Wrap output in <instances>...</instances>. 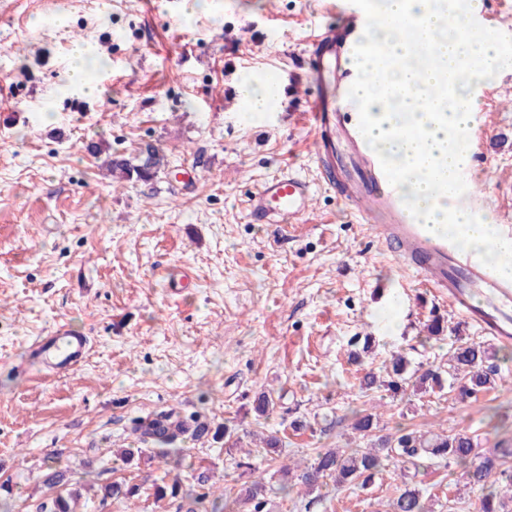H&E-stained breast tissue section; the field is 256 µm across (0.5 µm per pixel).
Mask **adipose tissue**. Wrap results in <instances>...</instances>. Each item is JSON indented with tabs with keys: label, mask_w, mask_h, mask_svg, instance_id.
Segmentation results:
<instances>
[{
	"label": "adipose tissue",
	"mask_w": 512,
	"mask_h": 512,
	"mask_svg": "<svg viewBox=\"0 0 512 512\" xmlns=\"http://www.w3.org/2000/svg\"><path fill=\"white\" fill-rule=\"evenodd\" d=\"M480 9L481 0H469L463 13L449 0H384L365 35L369 50L355 62L366 75L356 95L369 114L371 147L398 171L423 222L476 250L495 245L501 273L512 276V239L497 237L490 217L435 188L454 185L468 166L473 90L506 61L495 36L470 30ZM379 44L380 55L372 51Z\"/></svg>",
	"instance_id": "obj_1"
}]
</instances>
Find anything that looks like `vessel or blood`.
I'll use <instances>...</instances> for the list:
<instances>
[{
    "label": "vessel or blood",
    "instance_id": "1",
    "mask_svg": "<svg viewBox=\"0 0 512 512\" xmlns=\"http://www.w3.org/2000/svg\"><path fill=\"white\" fill-rule=\"evenodd\" d=\"M369 22L367 10L359 9L342 25H324L308 43L304 69L316 93L304 118L315 133L314 160L320 180L361 219H369L372 210L385 211L388 221L379 230L388 250L409 264L423 285L448 297L464 320L511 344L512 281L420 222L398 189L394 169L365 138L367 117L348 88L360 77L351 60L366 51L363 33ZM313 194L306 178L283 169L247 197V218L253 224L300 220L310 212ZM89 350L87 337L60 326L34 341L32 357L64 374L77 369Z\"/></svg>",
    "mask_w": 512,
    "mask_h": 512
}]
</instances>
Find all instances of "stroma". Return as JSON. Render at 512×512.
<instances>
[{"label":"stroma","instance_id":"obj_1","mask_svg":"<svg viewBox=\"0 0 512 512\" xmlns=\"http://www.w3.org/2000/svg\"><path fill=\"white\" fill-rule=\"evenodd\" d=\"M207 2L190 15L164 0H20L0 14V87L12 94L0 108V500L11 512H36L53 462L80 490L78 512H176L153 498L163 464L120 457L140 445L135 420L158 412L237 427L234 448L209 436L180 443L183 480L206 471L229 491L318 451L368 447L351 428L366 405L385 434L464 432L484 450L512 438L510 360L504 382L466 400L447 389L360 392L363 369L395 353L444 365L455 338L493 341L422 288L335 192L317 189L286 238L247 219L248 194L284 166L317 177L301 56L345 0ZM78 44L107 61L90 70L93 95L68 86ZM254 75L297 90L248 116L238 87ZM476 108L488 146L464 205L512 226V66L478 89ZM148 143L167 155L166 175L106 174L105 154L132 157ZM435 313L445 338L422 344ZM60 325L88 336V358L74 373L34 376L28 347ZM358 336L374 344L356 365L347 352ZM264 391L276 402L267 420L252 411ZM273 430L276 457L259 440ZM124 479L140 485L137 505L100 506V487ZM287 480L277 512H389L402 485L395 461L363 490L331 484L313 498L296 473ZM416 482L432 512L478 510L479 491L456 467L421 469Z\"/></svg>","mask_w":512,"mask_h":512}]
</instances>
